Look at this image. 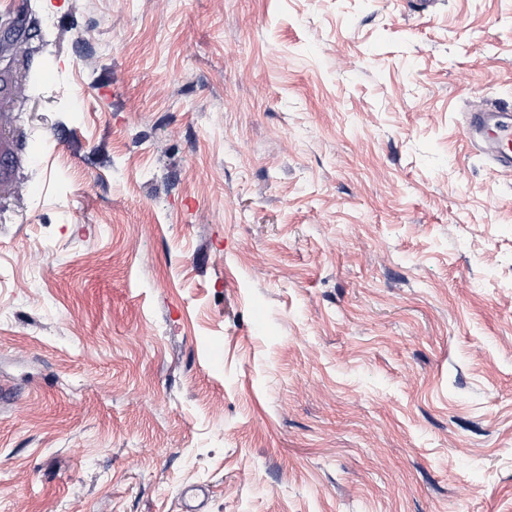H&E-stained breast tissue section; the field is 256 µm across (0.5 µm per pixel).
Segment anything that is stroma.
<instances>
[{
  "mask_svg": "<svg viewBox=\"0 0 512 512\" xmlns=\"http://www.w3.org/2000/svg\"><path fill=\"white\" fill-rule=\"evenodd\" d=\"M11 3L0 512H512V0ZM31 30L28 16L24 12H12L0 15V39H11L15 35L26 34ZM52 84L56 98L68 112H79L84 108V98L79 99L73 95L69 77L57 75ZM508 106L488 107L486 104L478 105L470 113L469 137L474 146L480 148L475 137L478 136L491 152L493 160L504 169L512 171V118L508 113L493 112L505 111ZM507 115L508 118H504Z\"/></svg>",
  "mask_w": 512,
  "mask_h": 512,
  "instance_id": "stroma-1",
  "label": "stroma"
}]
</instances>
